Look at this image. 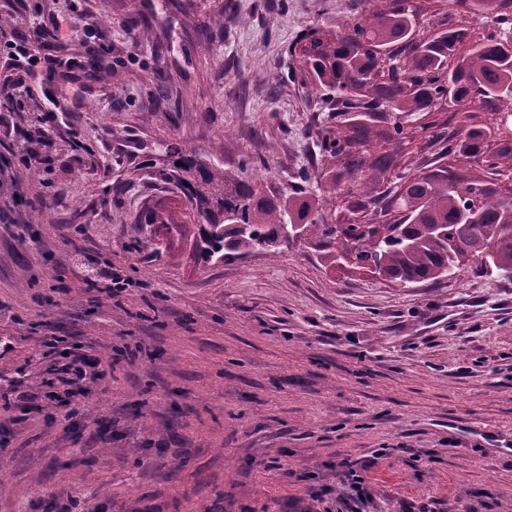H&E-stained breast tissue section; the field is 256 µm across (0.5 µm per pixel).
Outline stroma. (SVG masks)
Listing matches in <instances>:
<instances>
[{"label": "stroma", "mask_w": 512, "mask_h": 512, "mask_svg": "<svg viewBox=\"0 0 512 512\" xmlns=\"http://www.w3.org/2000/svg\"><path fill=\"white\" fill-rule=\"evenodd\" d=\"M412 3L422 39L450 16L486 27L455 0ZM367 7L0 0V512H512V279L399 288L336 270L315 240L212 264L187 201L153 185L180 142L285 194L305 171L330 181L316 142L336 123L290 50ZM55 15L82 24L68 57L102 47L121 84L2 49ZM449 114L412 117L398 143L379 121L385 185L444 158L421 128ZM152 210L186 227L153 256L132 248ZM107 267L129 281L112 299ZM86 358L104 375L79 390Z\"/></svg>", "instance_id": "35a3bbf8"}]
</instances>
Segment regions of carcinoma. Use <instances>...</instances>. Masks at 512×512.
Returning a JSON list of instances; mask_svg holds the SVG:
<instances>
[{
	"mask_svg": "<svg viewBox=\"0 0 512 512\" xmlns=\"http://www.w3.org/2000/svg\"><path fill=\"white\" fill-rule=\"evenodd\" d=\"M508 0H457L489 19L478 45L451 67V58L467 37L454 26L434 38L413 37L415 8L409 0H370L363 17L337 25L339 31H308L298 49L301 81L320 93L326 109L336 112V138L321 137L320 148L338 158L343 171L320 187L322 194L302 202L245 174L216 164L192 147H167L172 158L165 180L188 201L199 226L197 251L207 262L253 251L275 253L286 223L301 225V237L318 238L330 248L327 259L348 251L358 264L374 266L390 280L422 283L458 273L480 257V267L512 276V192L492 177L512 176V140L496 143L489 128L470 122L471 109L493 112L512 105V14ZM450 98L447 154L473 159L487 175L458 173L441 165L409 177L383 194L387 210L406 213L379 237L362 224L336 228L319 209L336 198L342 177L366 184L389 171L395 156H362L378 132L373 125L385 112L415 115Z\"/></svg>",
	"mask_w": 512,
	"mask_h": 512,
	"instance_id": "carcinoma-1",
	"label": "carcinoma"
}]
</instances>
